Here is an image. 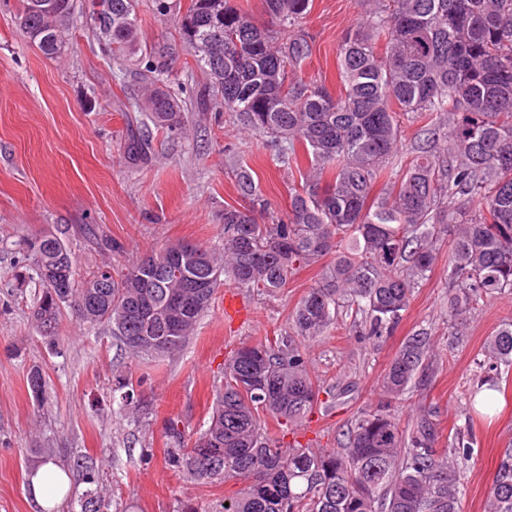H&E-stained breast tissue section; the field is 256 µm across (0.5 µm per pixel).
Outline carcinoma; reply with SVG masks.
Returning <instances> with one entry per match:
<instances>
[{"instance_id": "1", "label": "carcinoma", "mask_w": 512, "mask_h": 512, "mask_svg": "<svg viewBox=\"0 0 512 512\" xmlns=\"http://www.w3.org/2000/svg\"><path fill=\"white\" fill-rule=\"evenodd\" d=\"M85 24L120 82L131 66L145 97V121L128 124L125 155L148 160L153 132L178 134L185 108L171 91V61L181 51L209 77L197 108L226 112L239 130L266 139L272 160L299 175L288 210L259 220L269 202L252 170L229 168L242 204L224 205L217 246L165 244L121 270L105 265L78 279L68 227L27 239L32 272L42 282L31 320L51 342L65 308L82 322L111 326L133 357L181 350L228 285L273 293L318 265V281L291 316L296 341L266 336L224 360L216 402L194 442L178 422L163 426L166 462L202 484L235 480L221 512H459L464 464L473 438L455 429L451 447L434 448L435 429L421 416L401 427L395 407L432 382L426 334L408 337L389 362L381 400L363 412L337 448H312L287 432L329 403L311 374L307 342L355 314L361 336L392 334L415 289L431 272L445 236L448 334L462 333L486 301L512 295V0H368L343 35L341 89L288 79L311 56L301 20L311 0H262L259 21L233 0H151L154 17L175 34L141 44L138 0H90ZM30 42L57 57L78 24L75 0H20ZM425 121L410 148L403 118ZM204 288L186 287L178 259ZM483 357L493 375L470 394L475 402L512 366V324L489 337ZM29 388L45 398L41 370ZM274 423L276 430L269 428ZM485 512H512V453L505 452Z\"/></svg>"}]
</instances>
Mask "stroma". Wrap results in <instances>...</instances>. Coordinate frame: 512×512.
<instances>
[{
  "label": "stroma",
  "mask_w": 512,
  "mask_h": 512,
  "mask_svg": "<svg viewBox=\"0 0 512 512\" xmlns=\"http://www.w3.org/2000/svg\"><path fill=\"white\" fill-rule=\"evenodd\" d=\"M18 10L19 0H0V512H34L29 469L48 459L68 468L81 455L93 458L98 480L91 485L73 476L63 512H78L90 490L103 497L106 512H181L186 503L195 512H213L236 483L202 485L172 470L163 425L176 420L194 438L214 404L225 358L262 337L291 335V314L316 269L301 270L271 295L218 289L179 353L131 358L107 327H90L68 313L54 344L36 333L30 308L41 286L17 277L25 264L20 243L66 224L80 276L105 264L119 269L166 243H219L224 207L239 202L226 173L235 158L225 145L242 144L275 211L288 208L291 178L262 138H241L233 122L214 112L189 113L183 134L155 135L148 165H129L123 146L138 77L117 85L81 26L61 57H46L20 31ZM363 11L362 0H312L301 22L311 45L305 80L336 90L341 36ZM87 224L112 237L118 250L100 252L81 232ZM447 301L443 251L392 335L377 341L350 335L353 318L346 314L342 329L311 342L313 373L340 394L333 413L312 414L298 439L336 447L343 426L379 402L384 370L405 338L427 333L442 367L430 390L410 393L396 412L406 421L418 407L430 409L440 448L452 427H471L474 451L460 512H484L498 463L512 446V372L500 382L493 413L473 412L466 394L484 375L478 363L487 338L512 322V296L490 299L453 347ZM35 367L47 382L41 401L28 386ZM120 376L132 383L147 414L121 409L112 391Z\"/></svg>",
  "instance_id": "stroma-1"
}]
</instances>
